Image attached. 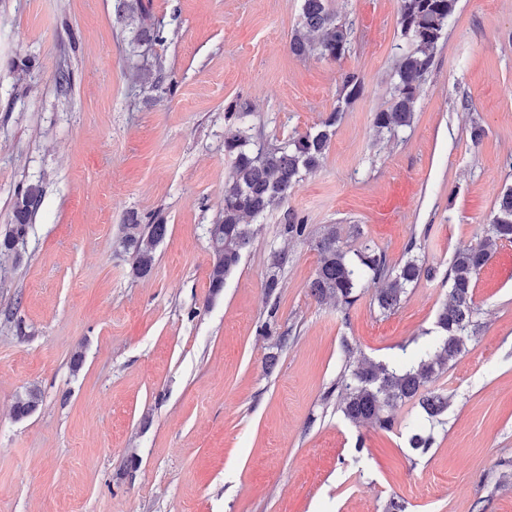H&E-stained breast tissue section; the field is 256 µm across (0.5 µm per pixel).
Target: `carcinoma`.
<instances>
[{"label":"carcinoma","mask_w":512,"mask_h":512,"mask_svg":"<svg viewBox=\"0 0 512 512\" xmlns=\"http://www.w3.org/2000/svg\"><path fill=\"white\" fill-rule=\"evenodd\" d=\"M398 23L410 49L396 61L397 81L389 109L375 113L374 126L380 133L396 135L413 121L419 89L425 80L434 50L457 0H398ZM120 18L138 23L134 41L139 45L162 41L161 31L146 24L142 0H118ZM302 24L305 32L295 34L290 50L297 56L317 54L339 61L348 51L352 23L341 19L330 7V0H302ZM363 90L359 74L342 76V100L348 105ZM340 110L322 121L313 133L292 136L279 143L255 139L251 128L240 127L224 138V154L231 158L230 171L224 179V217L208 228L214 256L209 274L211 293L218 294L240 262L242 251L252 242L247 219L256 218L282 206L302 180L321 165L334 135ZM40 190L29 186L18 197L13 222L0 235V253L14 252L25 243L29 220L40 202ZM167 225L131 224L122 239L130 255L135 274H148L154 264L157 243L165 236ZM281 235L287 239L308 236V224L288 209L283 215ZM512 243V186L497 196L496 212L488 224L487 235L476 245L455 252L448 266V300L438 311L435 339L420 354L402 356L390 365L364 362L346 369L336 382V407L352 423L368 422L382 430L392 428L389 409L397 403L417 401L430 427L444 423L448 397L427 391L428 385L465 349L468 339L478 328V308L474 288L483 267L498 244ZM319 256L311 295L319 302L332 301L349 309L368 286L374 287L373 300L383 313L399 307L407 287L422 275H431L424 262L413 257L403 264H391L383 252L369 248L358 261L347 258L336 226L325 229L315 243ZM288 264V251L273 248L265 281L267 295L280 287V273ZM41 393L29 388L19 394L14 404L16 417L22 418L36 409ZM434 444L433 433L417 424L408 430V445L414 451H427Z\"/></svg>","instance_id":"obj_1"}]
</instances>
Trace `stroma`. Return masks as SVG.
<instances>
[{
    "mask_svg": "<svg viewBox=\"0 0 512 512\" xmlns=\"http://www.w3.org/2000/svg\"><path fill=\"white\" fill-rule=\"evenodd\" d=\"M144 2L164 41L142 58L116 0H0V233L19 191L41 190L24 247L0 256V512H385L396 496L406 512H512V244L477 279L479 333L431 386L450 405L427 453L407 445L412 403L385 431L328 396L346 364L429 343L454 253L512 185V0H458L395 137L373 118L406 46L397 0H332L353 23L338 62L291 53L301 0ZM347 71L364 90L345 108ZM232 104L269 140L341 118L288 198L308 237L266 212L214 295ZM134 221L167 226L143 277L120 247ZM331 225L349 253L413 254L434 275L387 315L368 293L318 302ZM274 247L288 264L269 296ZM28 388L41 401L15 417Z\"/></svg>",
    "mask_w": 512,
    "mask_h": 512,
    "instance_id": "stroma-1",
    "label": "stroma"
}]
</instances>
